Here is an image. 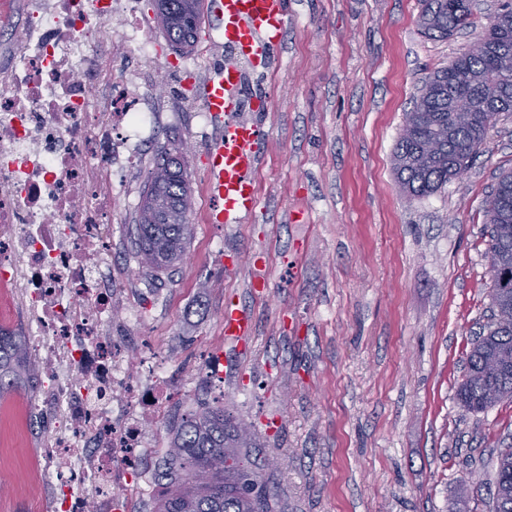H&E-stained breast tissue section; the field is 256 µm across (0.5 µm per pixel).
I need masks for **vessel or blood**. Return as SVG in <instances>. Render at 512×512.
<instances>
[{
	"mask_svg": "<svg viewBox=\"0 0 512 512\" xmlns=\"http://www.w3.org/2000/svg\"><path fill=\"white\" fill-rule=\"evenodd\" d=\"M225 44L248 59L253 68H267L286 27L285 0H208ZM240 73L225 62L200 87L201 104L216 128L206 148L208 190L213 201L209 221L232 224L257 210L255 173L264 141L259 126L238 116ZM251 330L249 315L238 308L224 311V336L239 340Z\"/></svg>",
	"mask_w": 512,
	"mask_h": 512,
	"instance_id": "b4317fda",
	"label": "vessel or blood"
}]
</instances>
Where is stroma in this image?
<instances>
[{"mask_svg":"<svg viewBox=\"0 0 512 512\" xmlns=\"http://www.w3.org/2000/svg\"><path fill=\"white\" fill-rule=\"evenodd\" d=\"M500 0H478L475 25L433 39L421 0H287L272 66L248 78L243 120L266 132L255 216L208 221L205 144L215 134L184 97L186 58L204 82L226 57L205 14L198 43L157 40L153 72L163 134L112 190V270L140 306L177 381L170 417L151 426L164 471L180 418L222 408L250 425L275 512H491L497 457L512 447V399L479 413L456 397L471 342L490 321L484 205L512 170V112L497 116L472 166L436 193L405 201L392 153L413 94L476 40ZM186 153L194 235L182 263L150 272L135 248L140 196L161 150ZM252 335L224 338L225 306ZM222 375L201 378L205 356ZM31 388L0 394V512H46L34 463ZM283 462L267 468L268 459Z\"/></svg>","mask_w":512,"mask_h":512,"instance_id":"35a3bbf8","label":"stroma"}]
</instances>
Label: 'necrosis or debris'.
I'll return each mask as SVG.
<instances>
[{
	"instance_id": "necrosis-or-debris-1",
	"label": "necrosis or debris",
	"mask_w": 512,
	"mask_h": 512,
	"mask_svg": "<svg viewBox=\"0 0 512 512\" xmlns=\"http://www.w3.org/2000/svg\"><path fill=\"white\" fill-rule=\"evenodd\" d=\"M152 54L135 0H25L18 44L0 49V288L19 290L10 328L42 364L28 410L46 421L50 512H130L146 424L176 398L158 355L112 330V185L154 133Z\"/></svg>"
}]
</instances>
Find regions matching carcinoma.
<instances>
[{
    "label": "carcinoma",
    "instance_id": "cac0c4a2",
    "mask_svg": "<svg viewBox=\"0 0 512 512\" xmlns=\"http://www.w3.org/2000/svg\"><path fill=\"white\" fill-rule=\"evenodd\" d=\"M204 0H159L158 26L173 47L191 51L203 18ZM473 8L462 0H423L420 31L446 39L473 25ZM512 61V10L498 11L474 44L448 66L422 81L406 113L392 155L400 191L410 199L445 187L454 170L470 166L495 116L512 112V79L502 77L504 60ZM435 142L442 157L422 154ZM151 196L150 224L145 203L137 216L136 247L143 268L153 272L181 261L193 235V196L179 149L165 154L147 176L143 196ZM489 228L490 299L495 321L473 339L457 399L470 411L482 412L512 397V171L499 174L485 206ZM35 365L25 341L0 331V393L23 381L33 382ZM254 434L222 408L203 407L181 418L169 452L167 469L158 474L164 492L154 512H270L269 491L246 448ZM493 512H512V448L497 458Z\"/></svg>",
    "mask_w": 512,
    "mask_h": 512
}]
</instances>
